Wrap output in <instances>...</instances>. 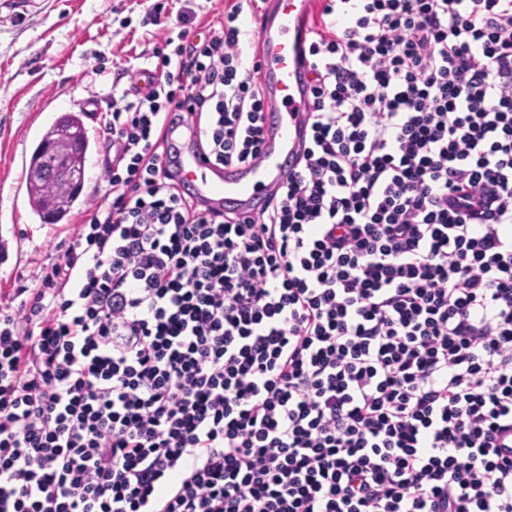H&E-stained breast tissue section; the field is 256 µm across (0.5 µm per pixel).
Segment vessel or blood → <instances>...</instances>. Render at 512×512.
Masks as SVG:
<instances>
[{
  "instance_id": "obj_1",
  "label": "vessel or blood",
  "mask_w": 512,
  "mask_h": 512,
  "mask_svg": "<svg viewBox=\"0 0 512 512\" xmlns=\"http://www.w3.org/2000/svg\"><path fill=\"white\" fill-rule=\"evenodd\" d=\"M314 0H271L267 18L258 32L257 59L264 81L266 112L260 160L251 166L224 168L209 161L196 147L195 137L173 129L176 148L172 169L184 191L204 207L234 212L242 217L260 215L268 197L282 186L294 159L309 135L311 97L302 52L305 22Z\"/></svg>"
}]
</instances>
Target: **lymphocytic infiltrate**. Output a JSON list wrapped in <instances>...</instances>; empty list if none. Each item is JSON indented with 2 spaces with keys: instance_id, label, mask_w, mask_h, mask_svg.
I'll use <instances>...</instances> for the list:
<instances>
[{
  "instance_id": "1",
  "label": "lymphocytic infiltrate",
  "mask_w": 512,
  "mask_h": 512,
  "mask_svg": "<svg viewBox=\"0 0 512 512\" xmlns=\"http://www.w3.org/2000/svg\"><path fill=\"white\" fill-rule=\"evenodd\" d=\"M247 8L197 43L152 8L109 193L0 303V512H512V0H324L310 139L256 220L165 162L184 122L259 161Z\"/></svg>"
}]
</instances>
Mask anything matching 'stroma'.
Listing matches in <instances>:
<instances>
[{"instance_id":"stroma-1","label":"stroma","mask_w":512,"mask_h":512,"mask_svg":"<svg viewBox=\"0 0 512 512\" xmlns=\"http://www.w3.org/2000/svg\"><path fill=\"white\" fill-rule=\"evenodd\" d=\"M171 13L223 12L224 0H29L24 11H0V294L36 287L60 257L86 198L65 218L43 223L26 193L27 164L47 124L65 112L83 113L91 144L85 187L102 177L101 125L113 89L130 85L134 67H149L161 36L147 24L156 2Z\"/></svg>"}]
</instances>
